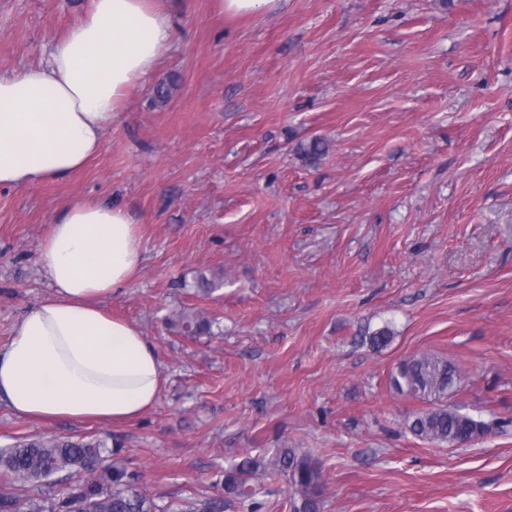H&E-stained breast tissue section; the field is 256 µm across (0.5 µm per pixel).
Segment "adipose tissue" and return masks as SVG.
Wrapping results in <instances>:
<instances>
[{"label": "adipose tissue", "instance_id": "obj_1", "mask_svg": "<svg viewBox=\"0 0 512 512\" xmlns=\"http://www.w3.org/2000/svg\"><path fill=\"white\" fill-rule=\"evenodd\" d=\"M173 37L155 0H91L46 64L0 75V186L81 169ZM51 224L37 254L52 294L0 348V401L21 417L126 423L155 405L166 382L151 342L104 308L142 263L136 223L122 208L79 200Z\"/></svg>", "mask_w": 512, "mask_h": 512}]
</instances>
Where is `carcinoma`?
I'll return each mask as SVG.
<instances>
[{"label":"carcinoma","instance_id":"obj_1","mask_svg":"<svg viewBox=\"0 0 512 512\" xmlns=\"http://www.w3.org/2000/svg\"><path fill=\"white\" fill-rule=\"evenodd\" d=\"M457 380L452 364L430 354L398 365L390 377L392 388L428 404L407 420L414 436L450 445L488 432L485 423L448 406V393ZM108 440L98 435L78 440L39 435L0 448V512H224L220 496L158 503L140 489L136 473L102 465L112 455ZM276 474L294 489L293 512H321V468L294 448L248 456L224 471L221 484L228 497L249 499L252 512H261L259 482ZM18 490L26 495L16 494Z\"/></svg>","mask_w":512,"mask_h":512}]
</instances>
